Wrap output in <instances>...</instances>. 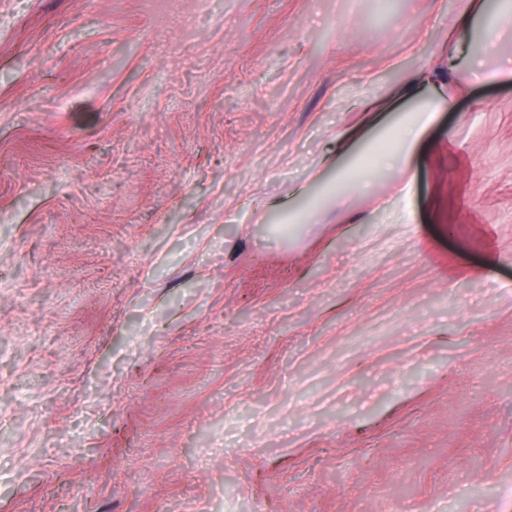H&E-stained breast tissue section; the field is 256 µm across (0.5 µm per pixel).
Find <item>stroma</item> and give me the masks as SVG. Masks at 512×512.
Returning a JSON list of instances; mask_svg holds the SVG:
<instances>
[{"instance_id":"35a3bbf8","label":"stroma","mask_w":512,"mask_h":512,"mask_svg":"<svg viewBox=\"0 0 512 512\" xmlns=\"http://www.w3.org/2000/svg\"><path fill=\"white\" fill-rule=\"evenodd\" d=\"M380 2L0 0V512H512V83L337 205Z\"/></svg>"}]
</instances>
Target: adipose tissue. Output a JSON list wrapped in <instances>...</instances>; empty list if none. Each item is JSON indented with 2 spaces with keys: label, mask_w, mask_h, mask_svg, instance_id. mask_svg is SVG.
<instances>
[{
  "label": "adipose tissue",
  "mask_w": 512,
  "mask_h": 512,
  "mask_svg": "<svg viewBox=\"0 0 512 512\" xmlns=\"http://www.w3.org/2000/svg\"><path fill=\"white\" fill-rule=\"evenodd\" d=\"M449 40H464L470 51L464 63L466 72L487 83L512 80V56L502 59L498 52L504 41H512V0H498L495 10H488L486 0H464ZM432 71L423 69L413 75L400 89L402 100L409 107L394 122L382 127L377 138L361 140L359 147L347 149V162L336 170L333 191L344 199L359 187L364 176H378L383 171L406 164L424 130L438 112L454 109V97L436 94L424 98V90L434 85Z\"/></svg>",
  "instance_id": "adipose-tissue-1"
}]
</instances>
